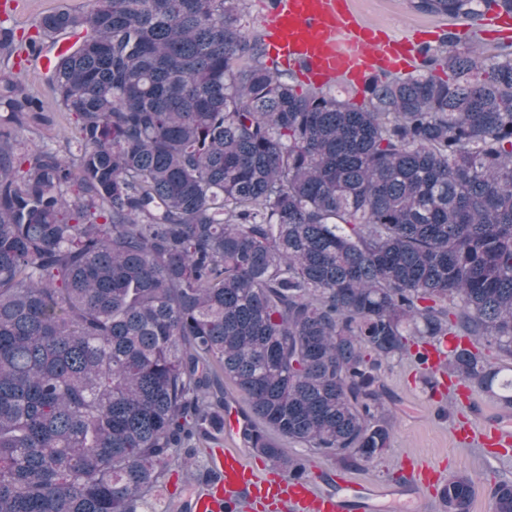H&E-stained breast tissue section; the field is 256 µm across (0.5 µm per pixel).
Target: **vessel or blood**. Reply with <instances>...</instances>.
Returning <instances> with one entry per match:
<instances>
[{
    "mask_svg": "<svg viewBox=\"0 0 512 512\" xmlns=\"http://www.w3.org/2000/svg\"><path fill=\"white\" fill-rule=\"evenodd\" d=\"M263 25L270 59L315 86L336 78L361 87L379 72L410 70L418 58L412 37L376 34L351 0H269ZM455 436L504 448L512 445V422L467 424ZM208 463L219 480L196 495L192 512H371L378 494L356 483L346 494L324 493L314 476L295 481L280 470L262 477L233 448H214Z\"/></svg>",
    "mask_w": 512,
    "mask_h": 512,
    "instance_id": "vessel-or-blood-1",
    "label": "vessel or blood"
}]
</instances>
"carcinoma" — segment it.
Segmentation results:
<instances>
[{"label":"carcinoma","mask_w":512,"mask_h":512,"mask_svg":"<svg viewBox=\"0 0 512 512\" xmlns=\"http://www.w3.org/2000/svg\"><path fill=\"white\" fill-rule=\"evenodd\" d=\"M43 16L71 158L18 141L0 85V512H137L182 456L273 431L328 459L389 448L382 365L441 336L463 384L512 358V45L422 51L362 102L297 91L244 0H89ZM474 18L512 0H418ZM474 481L448 475L445 512ZM491 512H512L494 483Z\"/></svg>","instance_id":"carcinoma-1"}]
</instances>
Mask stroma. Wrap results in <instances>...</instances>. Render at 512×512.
Segmentation results:
<instances>
[{"instance_id": "stroma-1", "label": "stroma", "mask_w": 512, "mask_h": 512, "mask_svg": "<svg viewBox=\"0 0 512 512\" xmlns=\"http://www.w3.org/2000/svg\"><path fill=\"white\" fill-rule=\"evenodd\" d=\"M355 6L364 19L394 34L443 23L436 15L416 11L411 0H355ZM86 7L87 0H19L16 13L9 15L6 24L16 34L31 35L43 15L63 8L82 11ZM27 60L24 54L0 53V70L14 71L25 91L44 102L41 121L16 127L15 135L27 143L62 144L64 136L74 128V119L57 105L42 74L18 70V63ZM382 373L389 394L386 414L393 427L388 451L374 461L352 463L308 453V467L322 473L323 489L335 490L337 476L346 475L386 488V495L375 499V512H442L443 481L450 473H464L475 482L469 512H489L488 480L494 476L512 482V451L491 459L481 447L458 443L454 433L458 426L473 421L476 411L512 417V406L506 405L498 395L478 389L464 394L457 382L447 380L443 381L439 395H431L423 376L408 357L384 363ZM421 463L435 468L439 475L437 483L417 486L409 480V469ZM203 488L200 480L179 473L160 495L141 506L140 512H180L181 504Z\"/></svg>"}]
</instances>
